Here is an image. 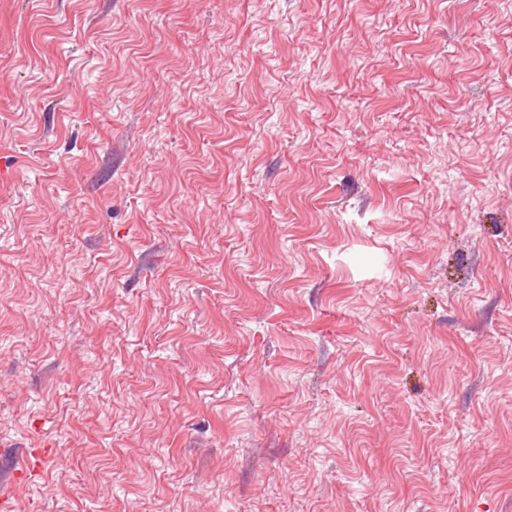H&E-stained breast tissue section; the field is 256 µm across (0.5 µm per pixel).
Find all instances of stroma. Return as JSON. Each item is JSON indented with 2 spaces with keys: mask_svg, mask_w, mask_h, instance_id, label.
<instances>
[{
  "mask_svg": "<svg viewBox=\"0 0 512 512\" xmlns=\"http://www.w3.org/2000/svg\"><path fill=\"white\" fill-rule=\"evenodd\" d=\"M1 489L512 512V0H0ZM53 448H33L28 455L19 463L15 470L14 477L27 479L35 469H40L42 463L53 454Z\"/></svg>",
  "mask_w": 512,
  "mask_h": 512,
  "instance_id": "35a3bbf8",
  "label": "stroma"
}]
</instances>
